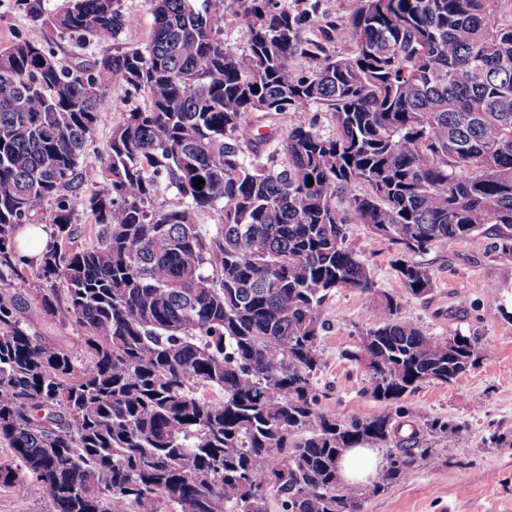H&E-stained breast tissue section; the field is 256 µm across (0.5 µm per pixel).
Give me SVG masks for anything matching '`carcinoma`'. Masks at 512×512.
Masks as SVG:
<instances>
[{
	"mask_svg": "<svg viewBox=\"0 0 512 512\" xmlns=\"http://www.w3.org/2000/svg\"><path fill=\"white\" fill-rule=\"evenodd\" d=\"M321 2L232 0L242 51L224 42V0H150L142 48L68 63L48 40L0 48V443L14 460L0 484L30 479L53 512H269L272 496L281 512H362L431 452L397 438L405 397L466 373L478 346L450 352L401 310L432 290L413 256L438 241L488 232L512 261V21L505 0H353L340 18ZM15 3L77 42H115L129 23L120 0ZM110 84L130 99L104 180L82 194ZM313 110L331 133L280 125ZM163 188L176 202L155 204ZM79 204L88 248L74 245ZM211 211L218 223H197ZM43 221L54 242L32 273L66 288L79 364L28 330L56 316L51 296L15 291V232ZM351 224L396 246L403 291L376 288ZM338 288L374 302L349 354L385 405L373 417L319 406L320 307ZM392 441L377 482L343 486L348 449ZM91 220L92 218L89 213L84 210L81 205H78L76 207L73 224L74 228H77L78 231H80V233H78V238L76 239V246L86 248L95 243V236L90 231Z\"/></svg>",
	"mask_w": 512,
	"mask_h": 512,
	"instance_id": "1",
	"label": "carcinoma"
}]
</instances>
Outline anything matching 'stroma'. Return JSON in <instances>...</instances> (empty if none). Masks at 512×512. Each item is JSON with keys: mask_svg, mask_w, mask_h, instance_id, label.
I'll list each match as a JSON object with an SVG mask.
<instances>
[{"mask_svg": "<svg viewBox=\"0 0 512 512\" xmlns=\"http://www.w3.org/2000/svg\"><path fill=\"white\" fill-rule=\"evenodd\" d=\"M120 7L130 19L120 45L144 46L153 22L148 0H120ZM19 37L39 41L44 31L14 0H0V46ZM108 94L115 107L101 114L81 161L96 176L126 99L121 86L109 87ZM348 243L372 270L377 288L401 290L394 245L361 224L350 225ZM492 243L491 236L478 234L464 241L439 242L420 257L434 275V287L429 294L409 297L403 316L433 336L474 338L481 358L455 381L425 383L406 396L404 404L413 416L400 420V436L432 419L452 422L458 430L450 440L425 436L430 454L417 459L406 482L367 499L363 512H512V448L497 443L501 437L512 439V262L499 259ZM321 318L323 365L314 382L322 408L343 419L382 413L383 404L364 391V365L347 357L360 331L377 318L368 299L355 290L337 289L323 303ZM33 330L66 348L75 361L85 360L79 341L83 330L75 323L37 317ZM51 509L47 498L32 493L30 482L0 486V512Z\"/></svg>", "mask_w": 512, "mask_h": 512, "instance_id": "35a3bbf8", "label": "stroma"}]
</instances>
